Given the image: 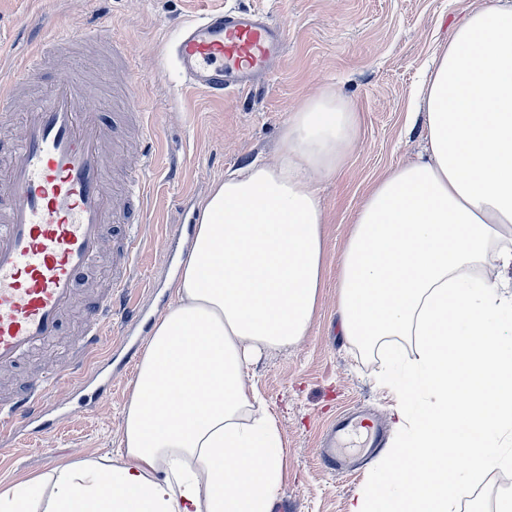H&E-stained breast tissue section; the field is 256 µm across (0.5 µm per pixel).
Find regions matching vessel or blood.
Masks as SVG:
<instances>
[{"instance_id": "obj_1", "label": "vessel or blood", "mask_w": 512, "mask_h": 512, "mask_svg": "<svg viewBox=\"0 0 512 512\" xmlns=\"http://www.w3.org/2000/svg\"><path fill=\"white\" fill-rule=\"evenodd\" d=\"M287 33L268 15L228 8L209 11L184 26L172 44L185 84L223 99L269 74ZM94 41L111 45L113 57L126 59L128 46L114 43L112 24L101 17L86 28H60L43 21L21 59L28 77L40 75L47 55L63 46ZM102 89L70 69L49 93L30 103L13 139L5 166L7 201L0 202V367H10L57 336L73 305L81 277L106 251L107 227L124 223L128 213L146 215L151 205L149 161L138 153L114 189L112 170L122 151L103 124L95 102ZM132 250L118 251L114 288L127 287L134 271ZM112 323V296L103 294L87 311L82 339L69 360L83 364ZM52 378L35 382L27 394L0 404V425L34 421L51 394ZM363 434L362 455L384 445L385 431L374 417L346 414L328 429L323 465H347L348 442Z\"/></svg>"}]
</instances>
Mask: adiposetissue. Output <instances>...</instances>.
I'll return each instance as SVG.
<instances>
[{"label":"adipose tissue","mask_w":512,"mask_h":512,"mask_svg":"<svg viewBox=\"0 0 512 512\" xmlns=\"http://www.w3.org/2000/svg\"><path fill=\"white\" fill-rule=\"evenodd\" d=\"M422 108L426 154L363 198L336 280L342 335L420 340L385 378L397 436L350 512H449L452 458L500 464L496 439L512 432V0L456 25ZM359 128L355 104L323 91L290 113L276 163L212 188L138 367L121 462L1 486L0 512H269L282 442L243 376L309 332L326 257L312 177L342 168Z\"/></svg>","instance_id":"obj_1"}]
</instances>
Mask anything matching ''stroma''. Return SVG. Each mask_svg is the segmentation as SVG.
Wrapping results in <instances>:
<instances>
[{"instance_id":"stroma-1","label":"stroma","mask_w":512,"mask_h":512,"mask_svg":"<svg viewBox=\"0 0 512 512\" xmlns=\"http://www.w3.org/2000/svg\"><path fill=\"white\" fill-rule=\"evenodd\" d=\"M484 0H0V73L17 80L23 51L45 17L70 26L107 15L133 56L127 89L140 93L152 113L153 201L140 229L135 273L127 295H116L112 328L88 356L93 385L54 388L56 403L39 438L17 428L0 433V482L31 478L79 458L115 457L136 369H124L120 314L136 301L148 311L151 333L171 301L173 272L165 255L169 235L194 223L199 204L225 174L254 158L275 161L288 116L325 89L351 100L361 114L356 146L337 175L314 176L326 213V283L310 331L284 352H271L248 380L267 402L284 446L280 496L296 512H348L369 480L376 459L358 460L334 474L322 464L323 431L346 411L389 421L398 397L383 382L386 354L360 347L339 333L336 279L354 212L376 179L415 159L425 147L423 116L414 99L432 59L453 27ZM260 11L288 31L279 68L224 100L184 89L168 57L178 32L198 14L227 7ZM108 277L93 268L79 301L49 348L19 367L0 371V395L22 392L29 380L60 370L85 327L84 310L95 285Z\"/></svg>"}]
</instances>
